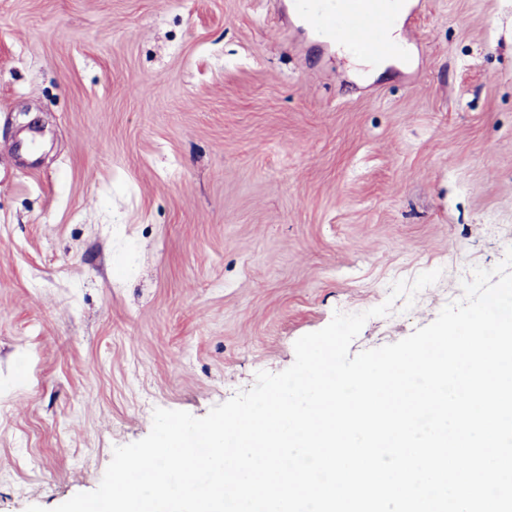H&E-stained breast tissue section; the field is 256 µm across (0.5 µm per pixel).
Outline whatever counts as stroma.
<instances>
[{"label":"stroma","mask_w":512,"mask_h":512,"mask_svg":"<svg viewBox=\"0 0 512 512\" xmlns=\"http://www.w3.org/2000/svg\"><path fill=\"white\" fill-rule=\"evenodd\" d=\"M289 2L0 0V512L440 270L350 351L409 336L512 247V0H407L376 74Z\"/></svg>","instance_id":"35a3bbf8"}]
</instances>
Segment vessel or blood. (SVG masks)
I'll list each match as a JSON object with an SVG mask.
<instances>
[{"mask_svg": "<svg viewBox=\"0 0 512 512\" xmlns=\"http://www.w3.org/2000/svg\"><path fill=\"white\" fill-rule=\"evenodd\" d=\"M388 0H295L308 27L372 57L393 55L397 47L387 38Z\"/></svg>", "mask_w": 512, "mask_h": 512, "instance_id": "b4317fda", "label": "vessel or blood"}]
</instances>
